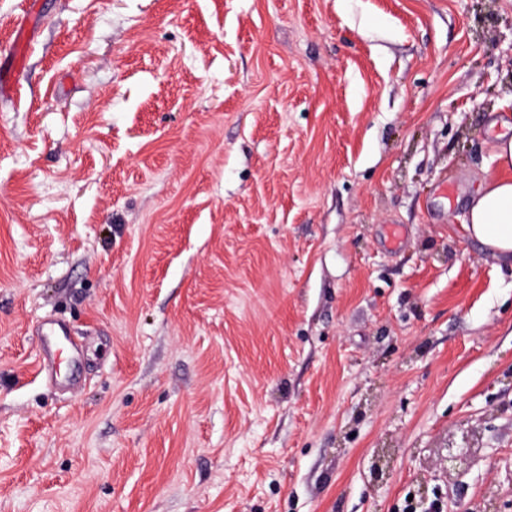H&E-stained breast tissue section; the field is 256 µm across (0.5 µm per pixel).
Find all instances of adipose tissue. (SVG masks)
Instances as JSON below:
<instances>
[{
    "mask_svg": "<svg viewBox=\"0 0 512 512\" xmlns=\"http://www.w3.org/2000/svg\"><path fill=\"white\" fill-rule=\"evenodd\" d=\"M492 152L496 170L481 179L462 227L492 257L512 264V136L498 135Z\"/></svg>",
    "mask_w": 512,
    "mask_h": 512,
    "instance_id": "ef3b65f1",
    "label": "adipose tissue"
}]
</instances>
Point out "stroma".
<instances>
[{
    "mask_svg": "<svg viewBox=\"0 0 512 512\" xmlns=\"http://www.w3.org/2000/svg\"><path fill=\"white\" fill-rule=\"evenodd\" d=\"M30 23L0 100V512H512V266L461 226L512 122V0ZM31 35L27 28L21 26L15 36L12 47L8 53V57L11 62V68L15 72L13 77L11 72L8 76L4 72L0 71V98L2 99H14L20 93V84L18 81V75L22 69L21 60L29 46Z\"/></svg>",
    "mask_w": 512,
    "mask_h": 512,
    "instance_id": "35a3bbf8",
    "label": "stroma"
}]
</instances>
